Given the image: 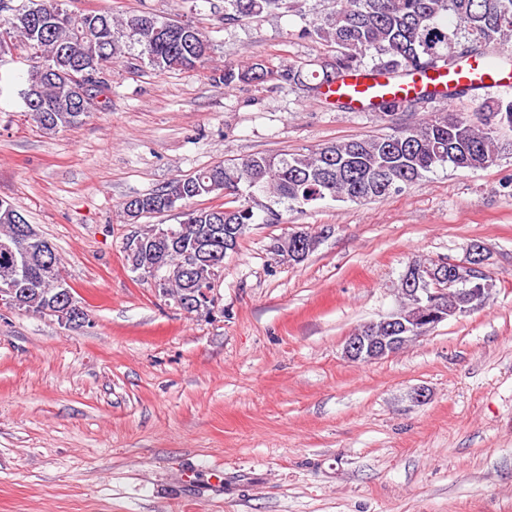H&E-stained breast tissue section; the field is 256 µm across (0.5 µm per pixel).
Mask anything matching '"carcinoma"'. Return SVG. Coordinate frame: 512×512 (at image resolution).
Returning a JSON list of instances; mask_svg holds the SVG:
<instances>
[{"mask_svg": "<svg viewBox=\"0 0 512 512\" xmlns=\"http://www.w3.org/2000/svg\"><path fill=\"white\" fill-rule=\"evenodd\" d=\"M301 2L224 0V20L296 12ZM3 10L10 15L0 21V31H8L20 48L38 46L19 95L26 115L46 135L77 126L91 112L78 107L83 84L71 77L76 66L97 74L100 87L93 92L101 94L109 89L112 65L124 58L159 73L191 71L203 62L207 50L205 32L197 25L183 28L179 16L141 13L114 19L102 10L75 13L64 7V0H21L18 5L0 0ZM301 35L329 43L336 51L320 62L321 71L311 73L316 83L308 85V91L316 94L344 71L361 66L367 56L375 67L390 71L451 67L466 57L491 62L493 50L512 44V0H335L332 11L303 28ZM261 73L262 64L253 63L238 71L224 70L222 79L226 84L252 81ZM380 108L392 120L415 111L412 99L385 101ZM473 116L468 120L443 110L422 121L397 123L393 133L384 136L330 142L308 153L254 154L176 177L121 203L130 224L176 210L179 223L186 225L175 237H162L157 226L146 225L138 232L137 260L156 271L163 296L188 301V313L209 312L213 304L202 300L195 288L213 277L208 240L219 237L239 247L256 221L257 208L265 223L277 224L281 206L291 211L326 198L383 199L405 191L437 167L485 168L496 159L500 130L512 132V101L484 100L473 107ZM211 196H231L240 204L222 211L195 206L198 199ZM24 223L16 208L7 202L1 205L0 243L14 237L17 225ZM304 234L301 250L286 237L274 239V259L290 265L305 261L321 234L307 229ZM61 276L57 255L48 268L36 253L19 262L0 250V284L10 282L19 291V311L44 315Z\"/></svg>", "mask_w": 512, "mask_h": 512, "instance_id": "cac0c4a2", "label": "carcinoma"}]
</instances>
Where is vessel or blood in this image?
<instances>
[{
  "label": "vessel or blood",
  "instance_id": "1",
  "mask_svg": "<svg viewBox=\"0 0 512 512\" xmlns=\"http://www.w3.org/2000/svg\"><path fill=\"white\" fill-rule=\"evenodd\" d=\"M512 86V57L500 56L498 63L483 64L471 59L452 68L420 73H392L378 69L352 68L333 84L323 85L321 100L341 101L356 111H376L384 100L427 95L450 101L460 92Z\"/></svg>",
  "mask_w": 512,
  "mask_h": 512
}]
</instances>
